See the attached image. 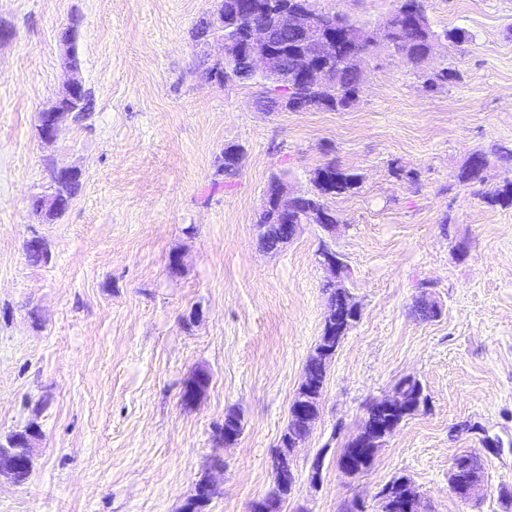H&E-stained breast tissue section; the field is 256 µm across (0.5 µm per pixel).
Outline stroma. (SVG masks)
<instances>
[{
	"label": "stroma",
	"mask_w": 512,
	"mask_h": 512,
	"mask_svg": "<svg viewBox=\"0 0 512 512\" xmlns=\"http://www.w3.org/2000/svg\"><path fill=\"white\" fill-rule=\"evenodd\" d=\"M219 0H0V442L36 424L30 476L0 480V512H181L208 481L205 512H250L328 312L329 244L361 310L326 368L320 413L294 450L283 512H382L407 476L422 512H512V205L463 186L469 155L512 145V0H425L438 40L419 65L386 48L363 62L344 111H266L259 90L206 70L222 39L197 38ZM397 0H318L375 28ZM80 19L90 117L41 141L37 115L68 79L60 36ZM456 79L429 81L443 69ZM238 146L234 175L220 172ZM81 172L69 209L33 218L45 164ZM334 163L357 177L331 196L334 233L301 225L275 251L255 226L273 176L299 193ZM42 238L46 261L25 243ZM179 256V273L169 269ZM440 312L425 319L421 298ZM210 382L188 403L187 381ZM406 378L424 410L364 474L337 458L373 402ZM241 416L236 442L219 430ZM470 453L484 483L448 485ZM323 467L310 481L314 458Z\"/></svg>",
	"instance_id": "obj_1"
}]
</instances>
